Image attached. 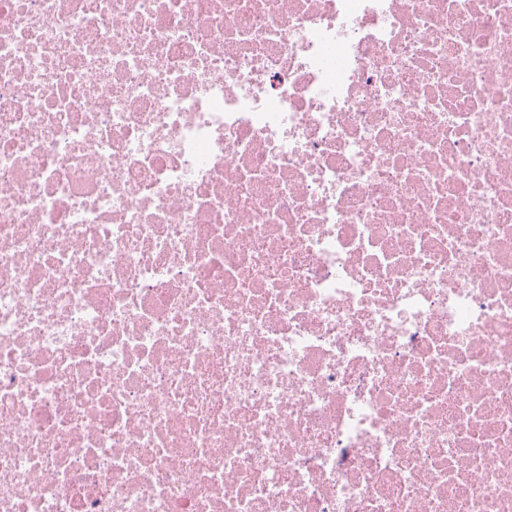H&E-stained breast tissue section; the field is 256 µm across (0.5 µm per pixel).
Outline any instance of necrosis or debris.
Segmentation results:
<instances>
[{
	"mask_svg": "<svg viewBox=\"0 0 512 512\" xmlns=\"http://www.w3.org/2000/svg\"><path fill=\"white\" fill-rule=\"evenodd\" d=\"M0 512H512V0H0Z\"/></svg>",
	"mask_w": 512,
	"mask_h": 512,
	"instance_id": "necrosis-or-debris-1",
	"label": "necrosis or debris"
}]
</instances>
